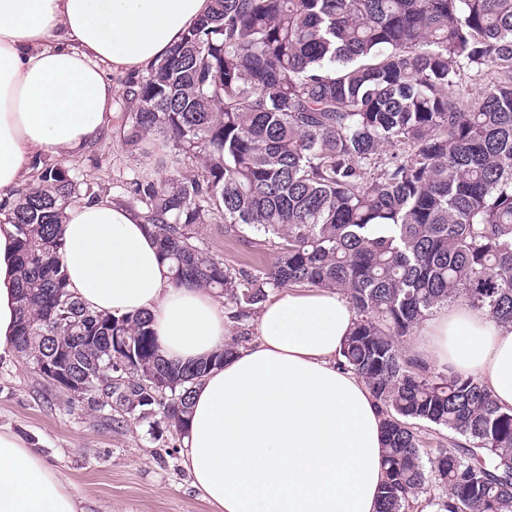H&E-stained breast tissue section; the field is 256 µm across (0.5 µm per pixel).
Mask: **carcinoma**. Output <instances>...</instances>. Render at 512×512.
Returning a JSON list of instances; mask_svg holds the SVG:
<instances>
[{
    "label": "carcinoma",
    "mask_w": 512,
    "mask_h": 512,
    "mask_svg": "<svg viewBox=\"0 0 512 512\" xmlns=\"http://www.w3.org/2000/svg\"><path fill=\"white\" fill-rule=\"evenodd\" d=\"M129 93L126 143L157 133L173 164L197 169L127 187L175 285L213 289L240 316L294 285L351 302L340 364L384 415L379 512L421 497L432 512H512V409L400 347L458 302L512 327V0H212ZM78 191L45 163L14 193V346L38 363L61 343L92 406L180 429L194 386L235 347L174 363L149 314L75 299L61 252ZM217 218L245 243L267 236L274 262L225 265L198 239ZM425 428L448 446L428 447Z\"/></svg>",
    "instance_id": "obj_1"
}]
</instances>
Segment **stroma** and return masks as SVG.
Masks as SVG:
<instances>
[{
    "instance_id": "obj_1",
    "label": "stroma",
    "mask_w": 512,
    "mask_h": 512,
    "mask_svg": "<svg viewBox=\"0 0 512 512\" xmlns=\"http://www.w3.org/2000/svg\"><path fill=\"white\" fill-rule=\"evenodd\" d=\"M127 110L125 95H118L112 122L94 147L62 160L82 188L122 202L129 182L167 174L151 142L139 150L126 144ZM199 243L236 269H262L275 257L270 244L240 242L220 222L203 225ZM0 431L17 434L58 468L88 512H212L190 485L177 453L180 432L170 422L129 417L115 427L107 412L49 385L18 354L0 360Z\"/></svg>"
}]
</instances>
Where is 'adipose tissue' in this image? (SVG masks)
<instances>
[{"instance_id":"1","label":"adipose tissue","mask_w":512,"mask_h":512,"mask_svg":"<svg viewBox=\"0 0 512 512\" xmlns=\"http://www.w3.org/2000/svg\"><path fill=\"white\" fill-rule=\"evenodd\" d=\"M211 0H0V199L32 182L31 159L86 150L119 88L208 13ZM62 262L88 309L149 312L164 357L206 358L231 339L224 299L174 286L138 208L100 196L66 209ZM17 230L0 211V358L16 349ZM357 319L326 288H290L257 314L256 339L194 387L179 448L213 512H377L386 479L383 415L339 353ZM424 363L480 378L512 408V329L454 304L412 345ZM0 512H85L64 477L0 432Z\"/></svg>"}]
</instances>
